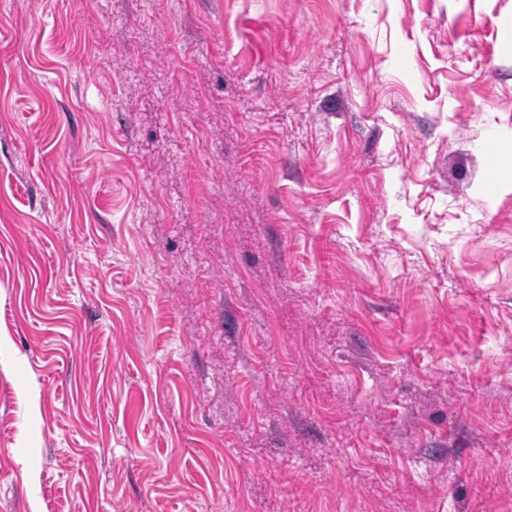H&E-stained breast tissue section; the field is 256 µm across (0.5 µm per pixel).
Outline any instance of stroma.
<instances>
[{
  "label": "stroma",
  "mask_w": 512,
  "mask_h": 512,
  "mask_svg": "<svg viewBox=\"0 0 512 512\" xmlns=\"http://www.w3.org/2000/svg\"><path fill=\"white\" fill-rule=\"evenodd\" d=\"M512 0H0V512H512Z\"/></svg>",
  "instance_id": "1"
}]
</instances>
